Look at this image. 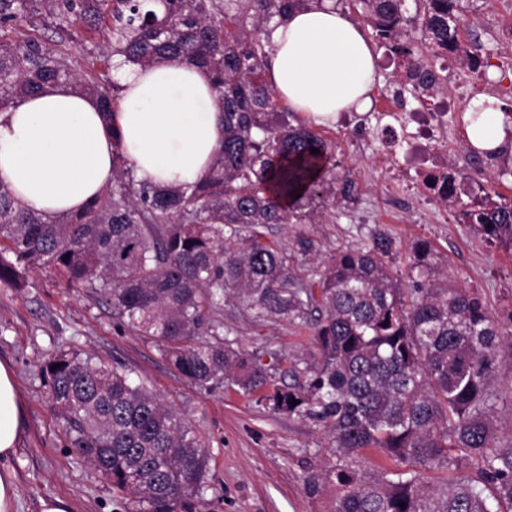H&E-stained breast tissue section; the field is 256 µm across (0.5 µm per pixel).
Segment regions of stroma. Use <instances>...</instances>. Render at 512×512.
I'll list each match as a JSON object with an SVG mask.
<instances>
[{
	"mask_svg": "<svg viewBox=\"0 0 512 512\" xmlns=\"http://www.w3.org/2000/svg\"><path fill=\"white\" fill-rule=\"evenodd\" d=\"M501 18L497 0H471L470 30L479 31L482 55H496L492 35ZM390 117L366 111L351 125L323 128L336 142V160L352 171L360 194L355 205L307 208L297 224L269 226L267 237L288 247L298 233L312 237L318 250L295 257L296 276L311 281L330 254L357 247L380 231L396 242L391 273L406 280L410 247L423 240L440 269L466 288H478L501 324L512 321V249L488 243L455 209L416 203L393 210L391 198L409 199L398 158L406 143L389 146L384 130ZM461 176L488 193L512 199V162L496 161L492 170L461 165ZM27 287L0 283V359L9 361L25 402V424L13 461L20 512H37L39 499L59 496L72 512H131L126 496L113 489L71 448L49 399L43 366L59 349L91 355L96 363L124 370L131 380L157 393L197 433L210 459L202 493V512H325L332 491L312 498L303 490L312 469L334 458L333 442L313 422L272 410L259 395L239 394L221 385L201 389L163 360L157 344L123 328L112 307L92 289L70 285L49 268L27 271ZM219 319L236 347L254 353L273 383L293 384L292 366L314 364L312 330L282 318L260 320L239 295L224 297Z\"/></svg>",
	"mask_w": 512,
	"mask_h": 512,
	"instance_id": "obj_1",
	"label": "stroma"
}]
</instances>
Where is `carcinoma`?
<instances>
[{"label": "carcinoma", "instance_id": "obj_1", "mask_svg": "<svg viewBox=\"0 0 512 512\" xmlns=\"http://www.w3.org/2000/svg\"><path fill=\"white\" fill-rule=\"evenodd\" d=\"M353 1L362 5V25L395 54L399 77L415 70L416 54L436 57L450 44L464 69L483 63L459 40L469 0H419L418 38L408 33L405 0ZM312 2L0 0V109L47 84L70 83L112 112L119 56L128 65L182 59L209 71L224 114L222 149L189 187L139 182L119 153L103 194L79 213L46 220L0 181V282L22 288V270H57L99 290L115 318L156 341L186 380L203 389L227 382L246 396L269 378L220 337L213 314L224 294H241L259 319L300 325L317 304L318 362L295 372L302 383L262 396L336 442V462L311 471L305 493L333 488L327 512H512V436L493 425L492 393L500 360H512V330H503L483 293L440 280L426 241L411 247L408 284L394 279L395 242L381 231L331 256L316 273V293L294 275L288 251L265 239V226L292 223L316 199L349 206L359 194L351 172L336 171L335 147L279 106L266 78L270 23ZM42 12L59 40L7 38L18 18ZM75 25L107 35L81 70L64 42ZM470 195L453 203L464 223L512 248V199L495 200L480 184ZM292 249L307 257L317 244L301 234ZM43 371L69 447L130 497L133 512H200L208 455L160 396L78 352L57 353ZM367 448L393 467L365 477L351 459ZM435 469L451 479L425 481Z\"/></svg>", "mask_w": 512, "mask_h": 512}]
</instances>
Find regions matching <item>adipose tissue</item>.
<instances>
[{
	"label": "adipose tissue",
	"instance_id": "1",
	"mask_svg": "<svg viewBox=\"0 0 512 512\" xmlns=\"http://www.w3.org/2000/svg\"><path fill=\"white\" fill-rule=\"evenodd\" d=\"M267 78L279 101L320 127L340 113L365 111L376 61L363 28L335 0H317L271 22ZM112 116L95 97L59 83L0 110V181L19 205L51 219L83 209L112 183L116 151L137 180L158 189L187 187L209 171L224 142V116L210 74L183 60L119 66ZM466 138L488 150L512 145L500 104H474ZM25 405L11 365L0 360V512L19 498L11 460Z\"/></svg>",
	"mask_w": 512,
	"mask_h": 512
}]
</instances>
